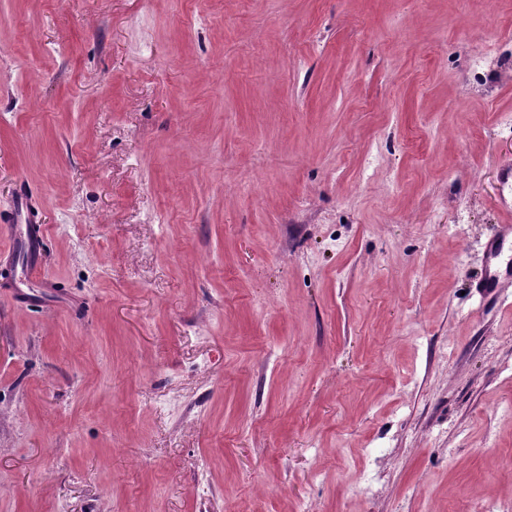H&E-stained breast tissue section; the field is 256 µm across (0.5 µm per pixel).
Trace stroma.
<instances>
[{
  "instance_id": "35a3bbf8",
  "label": "stroma",
  "mask_w": 512,
  "mask_h": 512,
  "mask_svg": "<svg viewBox=\"0 0 512 512\" xmlns=\"http://www.w3.org/2000/svg\"><path fill=\"white\" fill-rule=\"evenodd\" d=\"M512 0H0V512L512 499ZM504 232L497 239L492 240L486 247V263L482 280L477 288H482L486 294H491L495 288L499 287V280L503 272L509 273L510 267L503 268L501 256L508 243L512 245V225L503 224Z\"/></svg>"
}]
</instances>
